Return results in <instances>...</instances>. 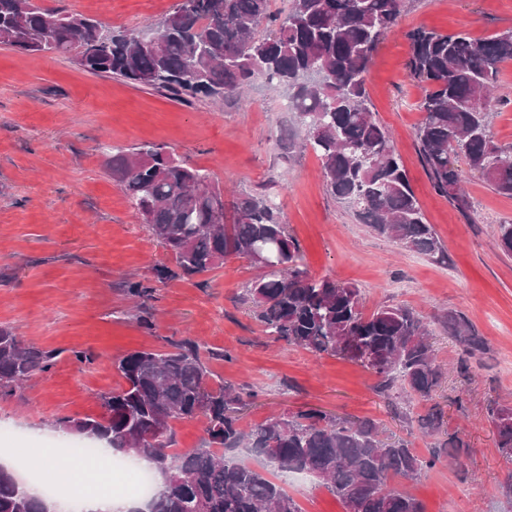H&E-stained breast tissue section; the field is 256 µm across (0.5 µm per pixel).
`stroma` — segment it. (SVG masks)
<instances>
[{"mask_svg":"<svg viewBox=\"0 0 512 512\" xmlns=\"http://www.w3.org/2000/svg\"><path fill=\"white\" fill-rule=\"evenodd\" d=\"M177 0H43L45 7L92 17L115 28L152 29ZM460 31L486 37L512 29V0H403L366 80L370 108L388 129L426 220L448 260L436 263L376 234L355 209L326 190L321 162L309 150L285 152L281 135L296 130L276 86L256 81L246 99L197 97L182 103L118 78L95 76L57 55L0 47V326L24 343L57 352L53 368L0 398V448L20 457L40 447L57 418L101 416L100 394L121 378L114 361L140 349L169 350L192 338L211 356L213 381L255 391L242 413L251 426L304 408L380 422L387 436L413 438L417 419L439 404L449 432L464 436L460 464L423 471L410 491L425 512H512L502 495L512 464L495 446L490 406L512 407V255L497 226L512 219V197L479 173L464 171L469 210L432 188L415 129L420 84L406 68L409 31ZM493 140L512 146V64L498 76ZM143 143L162 144L188 165L207 170L224 188L266 192L280 207L310 274L359 288L365 311L413 308L427 323L444 376L432 401L387 403L375 375L336 354H315L268 336L247 290L258 271L226 259L197 277L161 279L167 252L113 180L106 157ZM152 292L151 327L132 317L129 279ZM456 311L485 337V351L462 360L440 317ZM93 353L82 365L74 352ZM302 512H344L315 478L278 474Z\"/></svg>","mask_w":512,"mask_h":512,"instance_id":"1","label":"stroma"}]
</instances>
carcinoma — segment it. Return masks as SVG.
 <instances>
[{
    "label": "carcinoma",
    "mask_w": 512,
    "mask_h": 512,
    "mask_svg": "<svg viewBox=\"0 0 512 512\" xmlns=\"http://www.w3.org/2000/svg\"><path fill=\"white\" fill-rule=\"evenodd\" d=\"M271 0H179L156 26L157 40L136 42L130 30L51 10L39 0H0V44L24 54L66 55L95 75L120 78L175 99L234 96L259 79L288 92L289 109L304 132L302 147L321 161L328 193L357 209L375 232L444 263L448 254L424 214L387 130L368 106L366 77L380 44L396 25L403 0H291L285 14ZM407 69L421 84L422 119L415 136L433 189L460 209L462 156L492 188L512 196V146L495 144L491 93L500 66L512 61V30L489 37L407 34ZM112 178L175 269L158 276L193 277L234 256L260 271L247 289L256 318L275 340L312 353H335L363 364L386 397L428 401L440 386L424 320L404 306L367 314L358 288L315 279L304 267L296 239L268 198L240 193L230 201L204 169L187 165L163 145L143 144L110 160ZM498 244L512 255V219L498 224ZM448 335L465 355L486 341L462 315L445 316ZM202 345L184 338L169 351L135 350L118 358L124 383L99 396L104 414L61 417L55 427L90 443L144 455L162 487L146 512H300L296 501L267 475L224 458L246 446L281 473H311L346 512H424L401 489L448 459L460 461L469 444L444 428L434 405L418 420L436 439L423 458L404 438L392 440L373 420L351 421L307 409L246 431L240 413L255 395L228 382L208 386ZM56 353L23 343L0 328V396L46 373ZM206 420L202 443L176 453L175 421ZM496 446L512 461V408H489ZM0 512H57L48 498L28 493L0 466Z\"/></svg>",
    "instance_id": "obj_1"
}]
</instances>
